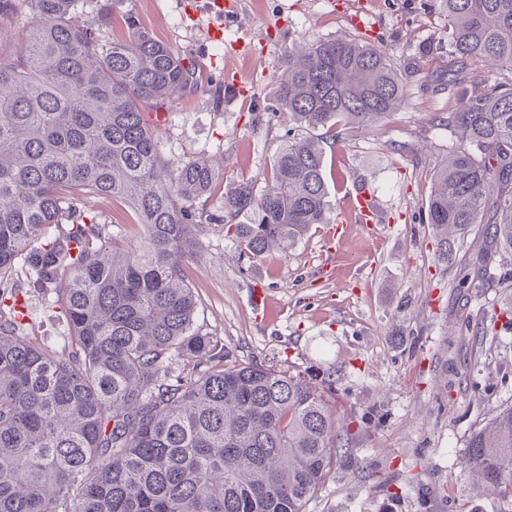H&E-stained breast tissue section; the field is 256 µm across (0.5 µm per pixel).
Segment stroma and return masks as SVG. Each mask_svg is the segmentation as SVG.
Returning a JSON list of instances; mask_svg holds the SVG:
<instances>
[{"label":"stroma","mask_w":512,"mask_h":512,"mask_svg":"<svg viewBox=\"0 0 512 512\" xmlns=\"http://www.w3.org/2000/svg\"><path fill=\"white\" fill-rule=\"evenodd\" d=\"M209 0H122L97 27L131 39L130 20L194 63L196 81L156 119L164 160L209 161L221 174L196 209L200 255L187 269L195 326L231 359L289 368L328 383L336 422H348L332 472L306 512H512L464 469L470 436L512 406V261L484 225L436 257L427 201L438 162L459 143L436 122L454 111L448 81V10L442 0H238L218 16ZM336 37L371 39L413 70L407 101L375 128L345 129L326 146L331 221L292 247L249 258L224 233V195L237 182L264 189L270 161L294 124L277 102L289 48ZM251 88L241 97L232 86ZM379 217L355 223L346 198L362 182ZM78 207L108 238L139 240L121 202ZM481 271L482 288L458 285ZM265 307H256L254 292ZM27 336L59 347L65 321L52 297L24 296Z\"/></svg>","instance_id":"1"}]
</instances>
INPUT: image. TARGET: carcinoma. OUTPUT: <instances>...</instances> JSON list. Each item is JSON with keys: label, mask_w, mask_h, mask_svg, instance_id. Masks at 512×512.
Wrapping results in <instances>:
<instances>
[{"label": "carcinoma", "mask_w": 512, "mask_h": 512, "mask_svg": "<svg viewBox=\"0 0 512 512\" xmlns=\"http://www.w3.org/2000/svg\"><path fill=\"white\" fill-rule=\"evenodd\" d=\"M448 76L467 83L438 121L461 144L436 168L428 220L436 256L474 224L512 256V0H444ZM87 0H0L29 9L15 56H0V280L18 263L65 314L64 350L0 320V512H305L337 456L335 422L308 375L240 363L194 328L185 268L200 253L193 203L218 174L203 159L162 161L144 109H160L195 71L128 17L129 43L79 22ZM279 109L321 137L294 136L258 191L224 196V230L254 258L330 223L324 144L369 129L406 103L410 74L348 37L288 51ZM118 200L137 246H97L80 197ZM193 363L170 371L173 358ZM465 470L512 503V406L475 431Z\"/></svg>", "instance_id": "carcinoma-1"}]
</instances>
